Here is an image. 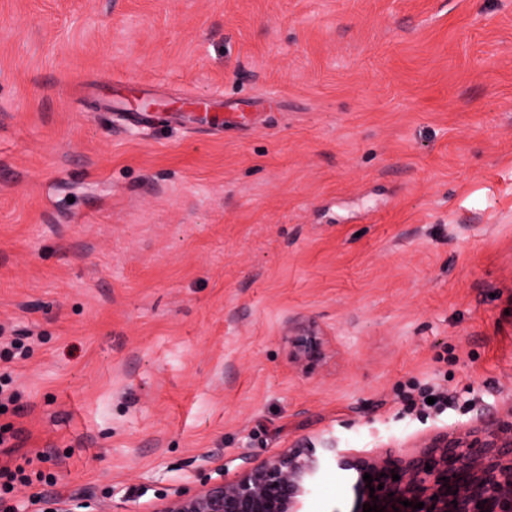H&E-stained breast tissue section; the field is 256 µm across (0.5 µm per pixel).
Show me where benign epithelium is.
<instances>
[{"label": "benign epithelium", "mask_w": 512, "mask_h": 512, "mask_svg": "<svg viewBox=\"0 0 512 512\" xmlns=\"http://www.w3.org/2000/svg\"><path fill=\"white\" fill-rule=\"evenodd\" d=\"M317 336L297 340V357L322 354ZM300 441L255 463L241 457L232 480H215L166 500L159 512H301L311 484L329 464L357 475L356 512L377 505L384 512H512V420L491 421L478 433L436 434L414 455H379L336 446V438ZM432 469H426V466ZM372 475V483L363 475ZM398 474L395 481L392 474ZM383 489H378V486ZM375 488L370 493L369 487ZM422 502L405 507L402 502ZM457 504H451V501ZM42 512H108L82 496L44 498Z\"/></svg>", "instance_id": "7a95c632"}]
</instances>
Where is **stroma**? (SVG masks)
Listing matches in <instances>:
<instances>
[{"instance_id":"stroma-1","label":"stroma","mask_w":512,"mask_h":512,"mask_svg":"<svg viewBox=\"0 0 512 512\" xmlns=\"http://www.w3.org/2000/svg\"><path fill=\"white\" fill-rule=\"evenodd\" d=\"M1 374L0 467L53 481L0 512H158L241 455L512 418V0H0ZM93 506V507H92ZM92 510H87L91 509ZM41 512H109L102 504L92 505L83 496H57L44 498Z\"/></svg>"}]
</instances>
